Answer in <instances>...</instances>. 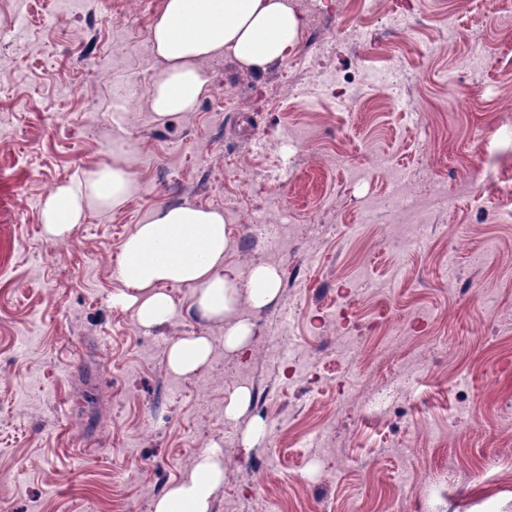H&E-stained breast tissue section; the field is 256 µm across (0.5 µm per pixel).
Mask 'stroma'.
<instances>
[{"label":"stroma","instance_id":"35a3bbf8","mask_svg":"<svg viewBox=\"0 0 512 512\" xmlns=\"http://www.w3.org/2000/svg\"><path fill=\"white\" fill-rule=\"evenodd\" d=\"M11 0L0 5V504L8 512H152V504L211 442L223 441L231 377L256 382L241 426L265 411L260 445L239 444L233 465L245 495L269 512H512V433L499 423L512 399V20L492 22L512 0H316L330 30L300 34L266 70L205 61L212 89L195 111L156 121L146 96L120 106L164 67L149 26L161 0ZM483 33L490 63L469 71L468 34ZM317 63L335 93L308 89ZM308 142L292 148L290 130ZM134 146L128 202L87 212L64 242L42 233L56 186ZM388 151L415 193L468 177L479 198L432 210L425 244L395 252L368 200L391 184L372 165ZM240 197L250 217H286L301 228L279 269L280 292L252 311L250 356L212 357L175 378L169 344L201 331L222 347L221 326L178 307L145 330L115 306L118 253L135 224L161 205L223 207ZM300 310L290 330L307 347L303 371L261 354L278 312ZM355 360L344 361L347 349ZM409 359L420 371L402 413L361 415L344 393L388 384ZM491 380L493 392L482 390ZM447 440L413 437L417 423L447 425ZM345 466L307 469L325 423Z\"/></svg>","mask_w":512,"mask_h":512}]
</instances>
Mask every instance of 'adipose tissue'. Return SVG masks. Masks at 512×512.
<instances>
[{
  "instance_id": "obj_1",
  "label": "adipose tissue",
  "mask_w": 512,
  "mask_h": 512,
  "mask_svg": "<svg viewBox=\"0 0 512 512\" xmlns=\"http://www.w3.org/2000/svg\"><path fill=\"white\" fill-rule=\"evenodd\" d=\"M303 25L291 0H162L149 28L152 49L164 63L147 93L151 111L161 121L194 111L212 82L203 61L224 56L241 69L258 72L286 59ZM133 181L130 167L114 160L58 186L42 210L47 239H68L88 209L124 204ZM229 243L221 209L192 202L157 207L121 243L117 274L123 288L113 294V304L132 310L140 327L152 329L176 310L170 287H190L199 316L223 328L225 349L244 351L253 326L234 313L244 303L260 309L275 300L279 275L269 265L241 271L227 260ZM211 354L210 336L194 334L169 345L166 364L173 373L190 377ZM223 480L224 451L214 442L156 500L154 512H210Z\"/></svg>"
}]
</instances>
